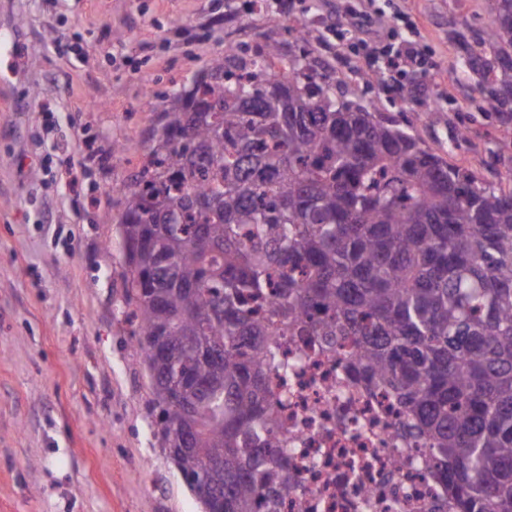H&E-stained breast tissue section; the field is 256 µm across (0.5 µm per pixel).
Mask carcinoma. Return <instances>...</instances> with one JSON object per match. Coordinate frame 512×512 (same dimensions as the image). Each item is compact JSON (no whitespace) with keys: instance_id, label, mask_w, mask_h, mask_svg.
Here are the masks:
<instances>
[{"instance_id":"1","label":"carcinoma","mask_w":512,"mask_h":512,"mask_svg":"<svg viewBox=\"0 0 512 512\" xmlns=\"http://www.w3.org/2000/svg\"><path fill=\"white\" fill-rule=\"evenodd\" d=\"M461 44L512 128V0ZM228 47L167 96L123 182L126 301L158 434L204 512H279L286 336L387 394L450 512H512V187L337 101L306 21ZM288 61L278 77L262 50ZM274 296L270 309L261 301Z\"/></svg>"}]
</instances>
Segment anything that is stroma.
Here are the masks:
<instances>
[{
	"label": "stroma",
	"instance_id": "1",
	"mask_svg": "<svg viewBox=\"0 0 512 512\" xmlns=\"http://www.w3.org/2000/svg\"><path fill=\"white\" fill-rule=\"evenodd\" d=\"M0 0L16 74L0 80V512H203L163 448L138 327L114 182L133 170L174 84L225 39L256 46L303 17L311 49L345 83L449 162L503 184L512 132L460 70V36L484 32L491 0H379L427 37L429 76L398 88L357 80L344 0ZM153 95H145L144 85Z\"/></svg>",
	"mask_w": 512,
	"mask_h": 512
}]
</instances>
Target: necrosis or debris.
Masks as SVG:
<instances>
[{
  "mask_svg": "<svg viewBox=\"0 0 512 512\" xmlns=\"http://www.w3.org/2000/svg\"><path fill=\"white\" fill-rule=\"evenodd\" d=\"M287 372L270 392L288 428L293 477L280 512H429L445 496L418 445L396 436L391 400L347 377L339 354L300 340L282 342Z\"/></svg>",
  "mask_w": 512,
  "mask_h": 512,
  "instance_id": "necrosis-or-debris-1",
  "label": "necrosis or debris"
}]
</instances>
